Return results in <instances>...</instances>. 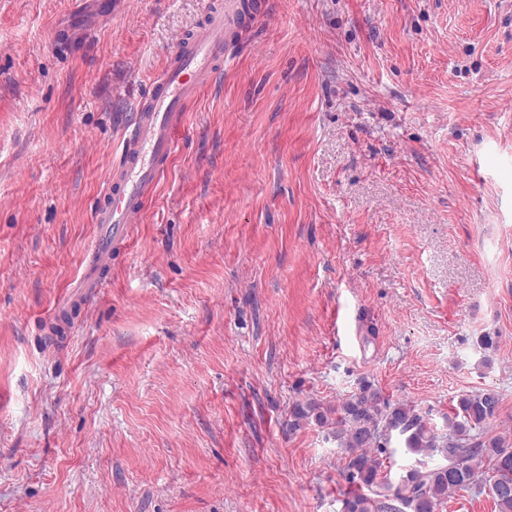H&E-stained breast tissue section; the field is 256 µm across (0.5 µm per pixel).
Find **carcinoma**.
Returning <instances> with one entry per match:
<instances>
[{
    "label": "carcinoma",
    "instance_id": "1",
    "mask_svg": "<svg viewBox=\"0 0 512 512\" xmlns=\"http://www.w3.org/2000/svg\"><path fill=\"white\" fill-rule=\"evenodd\" d=\"M499 405L493 389L463 395L448 417V432L438 434L413 405L393 403L363 381L334 408L312 401L298 405L291 426L310 418L336 425V441L346 458L344 477L354 487L343 494L340 512H438L454 492L483 482L486 474L498 512H512V448L499 436L483 439L478 434L496 417ZM396 435L405 437L407 451L418 459L393 480L383 467L394 454ZM435 456L443 462L428 465Z\"/></svg>",
    "mask_w": 512,
    "mask_h": 512
}]
</instances>
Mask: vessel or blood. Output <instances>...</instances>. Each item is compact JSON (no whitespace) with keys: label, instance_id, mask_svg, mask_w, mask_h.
Masks as SVG:
<instances>
[{"label":"vessel or blood","instance_id":"b4317fda","mask_svg":"<svg viewBox=\"0 0 512 512\" xmlns=\"http://www.w3.org/2000/svg\"><path fill=\"white\" fill-rule=\"evenodd\" d=\"M247 8L246 0H212L201 24L176 43L168 64L137 107L107 200L92 213L99 232L83 259L78 282L83 299L94 296L113 248L125 246L132 226L140 223L172 159L184 114L223 65L227 44L248 19Z\"/></svg>","mask_w":512,"mask_h":512}]
</instances>
